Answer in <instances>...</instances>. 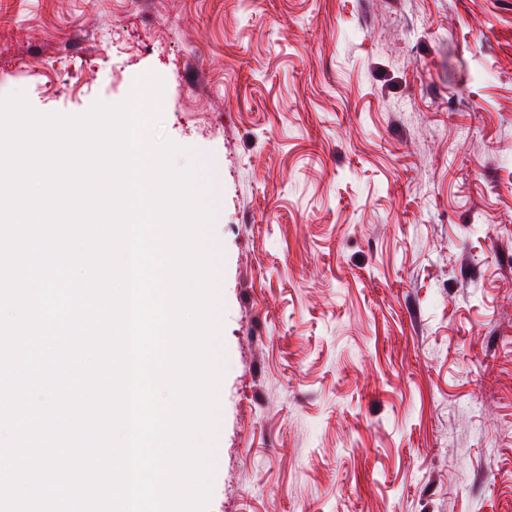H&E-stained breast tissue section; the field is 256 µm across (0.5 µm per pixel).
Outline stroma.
<instances>
[{"label":"stroma","mask_w":512,"mask_h":512,"mask_svg":"<svg viewBox=\"0 0 512 512\" xmlns=\"http://www.w3.org/2000/svg\"><path fill=\"white\" fill-rule=\"evenodd\" d=\"M0 96L163 81L220 248L208 512H512V0H0Z\"/></svg>","instance_id":"obj_1"}]
</instances>
